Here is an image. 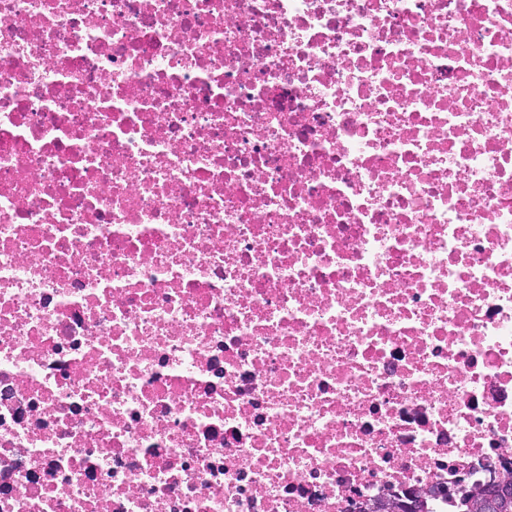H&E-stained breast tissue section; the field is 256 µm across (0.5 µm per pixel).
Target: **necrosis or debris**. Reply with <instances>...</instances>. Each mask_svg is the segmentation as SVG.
<instances>
[{
  "label": "necrosis or debris",
  "mask_w": 512,
  "mask_h": 512,
  "mask_svg": "<svg viewBox=\"0 0 512 512\" xmlns=\"http://www.w3.org/2000/svg\"><path fill=\"white\" fill-rule=\"evenodd\" d=\"M512 466V0H0V512H346Z\"/></svg>",
  "instance_id": "4bbe7bcc"
}]
</instances>
